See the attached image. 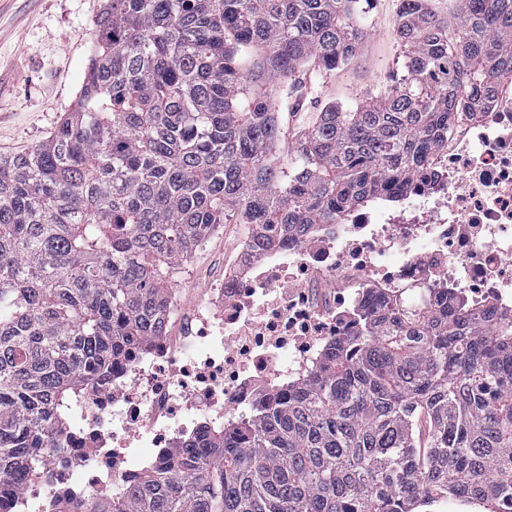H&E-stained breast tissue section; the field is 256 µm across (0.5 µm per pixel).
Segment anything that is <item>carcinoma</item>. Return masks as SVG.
Returning <instances> with one entry per match:
<instances>
[{"label": "carcinoma", "mask_w": 512, "mask_h": 512, "mask_svg": "<svg viewBox=\"0 0 512 512\" xmlns=\"http://www.w3.org/2000/svg\"><path fill=\"white\" fill-rule=\"evenodd\" d=\"M361 0H106L76 110L0 156V512L46 480L84 388L160 334L173 272L221 224L270 243L333 224L426 172L455 115L512 74V0H460L455 29L402 0L403 74L326 107L284 165L279 85L365 39ZM512 507V325L438 295L381 305L319 369L146 469L53 512H413L421 495Z\"/></svg>", "instance_id": "carcinoma-1"}]
</instances>
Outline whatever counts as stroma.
Returning a JSON list of instances; mask_svg holds the SVG:
<instances>
[{
	"instance_id": "stroma-1",
	"label": "stroma",
	"mask_w": 512,
	"mask_h": 512,
	"mask_svg": "<svg viewBox=\"0 0 512 512\" xmlns=\"http://www.w3.org/2000/svg\"><path fill=\"white\" fill-rule=\"evenodd\" d=\"M105 0H0V154L30 152L74 111L94 48V20ZM401 0H365L367 37L360 57L341 71L300 68L277 95V156L290 150L331 103L355 107L402 70L393 29ZM254 228L225 224L182 267L176 285L197 297L220 280L240 241Z\"/></svg>"
}]
</instances>
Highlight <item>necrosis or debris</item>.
<instances>
[{
  "instance_id": "4bbe7bcc",
  "label": "necrosis or debris",
  "mask_w": 512,
  "mask_h": 512,
  "mask_svg": "<svg viewBox=\"0 0 512 512\" xmlns=\"http://www.w3.org/2000/svg\"><path fill=\"white\" fill-rule=\"evenodd\" d=\"M427 168L401 196L376 192L302 241L241 244L195 302L171 289L162 336L86 391L43 458L48 483L25 498L125 494L203 428L307 380L361 307L411 317L448 291L512 321V80L496 79L482 112L455 118Z\"/></svg>"
}]
</instances>
